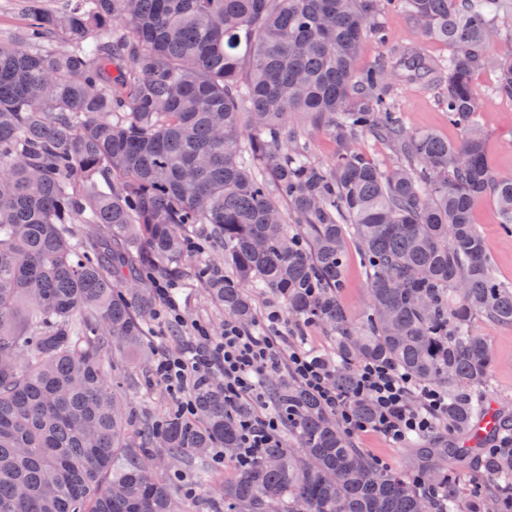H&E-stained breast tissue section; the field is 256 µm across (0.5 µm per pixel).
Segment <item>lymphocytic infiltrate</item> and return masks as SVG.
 <instances>
[{"instance_id": "obj_1", "label": "lymphocytic infiltrate", "mask_w": 512, "mask_h": 512, "mask_svg": "<svg viewBox=\"0 0 512 512\" xmlns=\"http://www.w3.org/2000/svg\"><path fill=\"white\" fill-rule=\"evenodd\" d=\"M265 331L228 320L223 336L207 342L188 355L164 354L155 364V374L171 391L180 392L188 377L202 380L220 374L231 397L257 396L263 379L287 372L314 393L328 412L337 415L350 432L364 425L350 409L351 397L372 403L376 418L372 431L400 442L410 435L431 432L442 416L448 398L439 388L418 385L412 377L381 363L367 362L357 369L354 396H347L332 383V374L311 359L308 352L291 347L278 327L280 316L271 313ZM278 431L277 418L262 413L241 423L239 458L247 462L260 458Z\"/></svg>"}]
</instances>
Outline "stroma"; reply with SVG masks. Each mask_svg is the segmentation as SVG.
<instances>
[{
    "mask_svg": "<svg viewBox=\"0 0 512 512\" xmlns=\"http://www.w3.org/2000/svg\"><path fill=\"white\" fill-rule=\"evenodd\" d=\"M397 102L411 131H433L452 142L460 139L459 129L449 124L448 114L440 107L434 92L407 85L398 90ZM480 121L491 166L496 171L512 173V101L485 98ZM473 220L488 243L495 276L511 283L512 230L500 224L497 206L488 198L475 205ZM177 302L183 317L185 340H192L194 328L198 325L207 328L211 336L222 335L225 316L210 303L202 287H195L191 294L181 295ZM342 302L354 319L363 316L369 302L367 278L358 249L353 245L348 248ZM474 328L478 334L487 337L495 354L487 396L494 408L512 415V327L479 320ZM111 380L123 387L137 416L162 415L176 402L165 385L147 380L144 363L138 356H128L119 363L112 371ZM352 438L355 446L368 454L381 469H398L412 474L406 444H396L373 433L356 432Z\"/></svg>",
    "mask_w": 512,
    "mask_h": 512,
    "instance_id": "stroma-1",
    "label": "stroma"
}]
</instances>
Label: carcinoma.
I'll list each match as a JSON object with an SVG mask.
<instances>
[{"instance_id":"1","label":"carcinoma","mask_w":512,"mask_h":512,"mask_svg":"<svg viewBox=\"0 0 512 512\" xmlns=\"http://www.w3.org/2000/svg\"><path fill=\"white\" fill-rule=\"evenodd\" d=\"M398 10L448 56L396 45L356 69ZM507 37L501 0L30 6L0 37V512H189L161 458L206 481L211 512H512V460L482 448L512 430L485 399L493 353L474 330L512 327V285L472 222L491 197L512 225V174L489 165L473 85L486 74L512 100V54H489ZM406 82L438 93L459 141L406 129ZM300 118L333 139L331 163L312 159ZM196 224L224 274L182 267ZM350 241L370 297L357 321L340 298ZM147 267L245 324L250 289H270L293 321L327 327L332 352L310 356L346 394L362 362L447 391L448 444L418 449L423 486L380 469L289 377L270 385L283 435L248 464L235 452L252 409L220 384H194L191 414L124 415L109 375L115 356H148ZM215 448L227 476L206 466Z\"/></svg>"}]
</instances>
